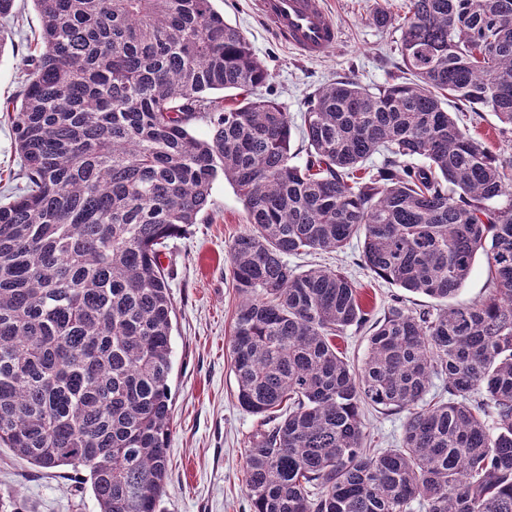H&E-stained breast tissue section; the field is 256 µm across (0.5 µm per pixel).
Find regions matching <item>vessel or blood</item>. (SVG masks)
I'll use <instances>...</instances> for the list:
<instances>
[{"label": "vessel or blood", "instance_id": "vessel-or-blood-1", "mask_svg": "<svg viewBox=\"0 0 512 512\" xmlns=\"http://www.w3.org/2000/svg\"><path fill=\"white\" fill-rule=\"evenodd\" d=\"M255 4L272 35L303 57H322L339 40L325 0H255Z\"/></svg>", "mask_w": 512, "mask_h": 512}]
</instances>
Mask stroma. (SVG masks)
I'll use <instances>...</instances> for the list:
<instances>
[{
  "mask_svg": "<svg viewBox=\"0 0 512 512\" xmlns=\"http://www.w3.org/2000/svg\"><path fill=\"white\" fill-rule=\"evenodd\" d=\"M339 29V42L325 56L305 59L282 45L259 18L254 0H216L227 21L246 35L270 78L258 93L274 99L292 121L324 85L340 78L376 87L399 78L396 28H380L368 16L384 7L403 17L406 0H326ZM7 23L15 49L0 54V104L16 95L25 79L23 55L33 51L41 22L31 0H17ZM22 163L12 129L0 114V204L23 186ZM212 211L204 223L170 239L161 255L176 307L173 321L171 390L174 425L169 439V471L164 512H250L243 487L246 450L259 429L258 416L237 399L231 337L241 302L229 276L228 250L246 229L245 210L236 189L216 181ZM362 239L338 252L289 257L298 270L327 266L340 269L360 289L371 318L387 313L400 288L375 278L361 264ZM368 443L395 448L403 415L364 409ZM85 475L63 467L37 468L0 447V512H96Z\"/></svg>",
  "mask_w": 512,
  "mask_h": 512,
  "instance_id": "1",
  "label": "stroma"
}]
</instances>
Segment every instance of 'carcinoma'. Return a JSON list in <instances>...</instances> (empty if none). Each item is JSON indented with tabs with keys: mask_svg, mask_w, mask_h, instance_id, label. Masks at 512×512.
<instances>
[{
	"mask_svg": "<svg viewBox=\"0 0 512 512\" xmlns=\"http://www.w3.org/2000/svg\"><path fill=\"white\" fill-rule=\"evenodd\" d=\"M32 2L41 46L6 108L25 186L0 205V446L85 471L97 512H160L175 316L160 255L223 178L247 222L228 251L237 398L264 424L251 512H512V157L444 108L512 131V0H406L409 78L322 87L302 166L214 0ZM226 90L228 106L210 97ZM358 237L372 275L443 303L483 254L489 292L396 299L372 321L345 274L288 264ZM351 328L368 336L358 368L336 347ZM436 380L448 399L426 406ZM367 405L406 413L399 447H367Z\"/></svg>",
	"mask_w": 512,
	"mask_h": 512,
	"instance_id": "obj_1",
	"label": "carcinoma"
}]
</instances>
